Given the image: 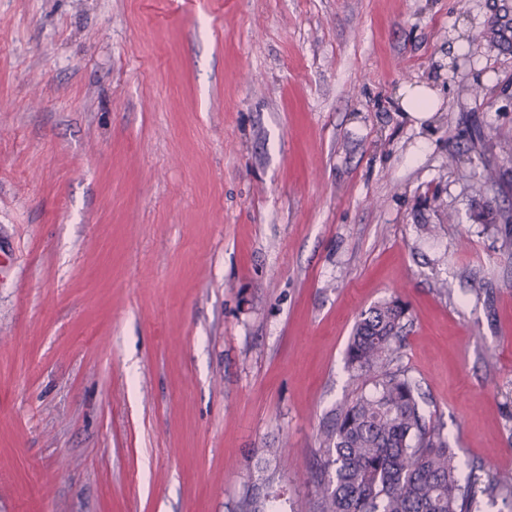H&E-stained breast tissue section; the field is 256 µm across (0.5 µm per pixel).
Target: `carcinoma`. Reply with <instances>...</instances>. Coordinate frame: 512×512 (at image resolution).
I'll use <instances>...</instances> for the list:
<instances>
[{
	"mask_svg": "<svg viewBox=\"0 0 512 512\" xmlns=\"http://www.w3.org/2000/svg\"><path fill=\"white\" fill-rule=\"evenodd\" d=\"M406 306L384 301L365 312L350 338L346 369L361 392L343 403L321 436L312 512H478L474 475L448 436L427 418L416 382L390 369L406 327ZM284 448H267L262 468L288 466ZM234 512H283L276 491L246 492Z\"/></svg>",
	"mask_w": 512,
	"mask_h": 512,
	"instance_id": "carcinoma-1",
	"label": "carcinoma"
}]
</instances>
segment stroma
Segmentation results:
<instances>
[{"instance_id": "1", "label": "stroma", "mask_w": 512, "mask_h": 512, "mask_svg": "<svg viewBox=\"0 0 512 512\" xmlns=\"http://www.w3.org/2000/svg\"><path fill=\"white\" fill-rule=\"evenodd\" d=\"M486 206L512 213V0H0V512H232L267 448L311 506L393 298L394 368L512 512ZM401 94V107L414 121L415 127H422L429 122L434 114L432 105L436 99L433 89L423 84L408 85Z\"/></svg>"}]
</instances>
